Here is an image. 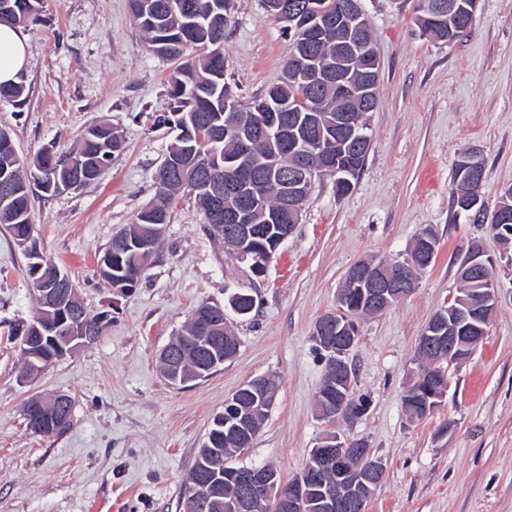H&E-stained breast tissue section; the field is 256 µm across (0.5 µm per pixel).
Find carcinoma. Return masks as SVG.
Masks as SVG:
<instances>
[{"label": "carcinoma", "mask_w": 512, "mask_h": 512, "mask_svg": "<svg viewBox=\"0 0 512 512\" xmlns=\"http://www.w3.org/2000/svg\"><path fill=\"white\" fill-rule=\"evenodd\" d=\"M17 11L14 25L26 24L41 7V0H13ZM132 18L144 33L150 51L160 50L162 57L173 62L175 67L167 82L169 110L154 118V125L176 128L178 134L170 145L157 176V191L152 202L158 207L152 211L142 209L136 221L126 226V245H108L105 254L111 256V279L109 284L123 288L127 281L137 286L145 270L151 264L156 252L143 254L137 247L138 240L155 232V225L169 223L171 209L181 195L194 196L202 209L203 223L218 235L225 232L224 212L215 213L212 202L224 198V182L231 176L225 170L224 160L239 154V145L232 135L224 134L228 113L224 112V94L232 92L226 82L227 61L224 55V38L231 22L235 0H130ZM339 36L336 30L327 31L325 38L310 41L292 37V50L302 51L309 67L328 66L339 50ZM275 97L288 107L285 121L288 129L303 127L300 146L315 150L326 137H336V115L350 108L349 118L361 129H367L362 107L347 104L336 99L329 85L296 82L282 76L281 81L270 85L263 93L255 96L245 105H239L234 115L235 125L245 131L257 129L263 121L258 103ZM370 147L366 137L358 148L352 151L356 159L341 149H336V165L350 167L346 180L337 183L336 194H347L361 171ZM123 149V140L109 125L100 123L87 128L78 145L64 154L49 149L38 153L28 161L15 153L6 139H0V186L7 184L14 194L7 198L0 193V225L5 227L12 239L23 236L31 223L33 190L37 187L46 196L56 195V190L32 182L33 170L41 165L45 168V182L69 183L80 177L79 161L86 157L96 158L100 166L107 167ZM299 161L297 153H288L277 138L272 137L258 145L253 155L255 176L261 180V203L252 215L257 228L256 238L238 246L239 252L247 257L249 266L265 264L277 251L279 224L270 222L273 215L283 207L282 187L277 179L279 168L292 170ZM455 191L453 199L470 197L476 188L468 171L454 168ZM496 209L508 215V221L495 225L497 237L504 248L512 245V184L505 185L500 192ZM407 257L421 275L432 264L426 240L419 237ZM363 284L348 281L344 285L346 298V321L335 320L346 328L344 336H358L356 317L368 313L363 300ZM256 298L250 293H234L224 301V311H245L252 314ZM194 317H189L181 330L169 343L177 363L179 378L191 382L201 366L212 370L232 359L237 352L236 336L225 334L224 328L208 332L209 338H200ZM278 380L269 376L266 390L245 401L244 409L251 412L253 424L259 428L268 416L267 403L275 398ZM236 415L228 412L213 419L206 440L199 448L185 487L182 504L192 496L205 490L208 497L201 512H225L224 503L239 500L242 487L235 481L224 478V470L238 473L245 465L235 463L241 454L244 440L235 435L233 425Z\"/></svg>", "instance_id": "cac0c4a2"}]
</instances>
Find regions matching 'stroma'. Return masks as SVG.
Segmentation results:
<instances>
[{
  "label": "stroma",
  "mask_w": 512,
  "mask_h": 512,
  "mask_svg": "<svg viewBox=\"0 0 512 512\" xmlns=\"http://www.w3.org/2000/svg\"><path fill=\"white\" fill-rule=\"evenodd\" d=\"M364 8L379 84L366 115L370 149L351 191L340 196L331 178L317 182L261 276L206 231L195 198H179L155 261L121 293L99 277L98 262L156 191L173 134L152 117L167 106L173 66L148 52L128 0H43L23 29L25 101H0V129L26 159L50 145L69 150L102 121L121 134L123 152L96 182L36 197L32 211L40 251L68 272L87 309L111 321L87 347L25 378L9 329L31 320L36 304L28 261L0 226V512H183L213 418L241 385L267 373L279 388L239 463L274 466L288 480L333 433L366 442L386 466L367 512H512L511 261L496 265L497 308L471 358L449 368L441 407L414 419L402 404L421 332L460 286L459 258L476 240L500 251L490 225L453 207V171L461 152L481 151L490 209L512 183V0H480L472 28L450 43L422 34L415 0H364ZM224 46L226 79L247 102L279 81L291 38L261 0H236ZM425 231L437 255L413 294L357 321L348 361L367 413L321 420L316 321L335 310L353 264L401 259ZM228 288L258 299L256 312L233 325L236 357L203 380L172 384L161 350L199 304L223 303ZM57 393L72 399L69 428L33 432L28 401Z\"/></svg>",
  "instance_id": "1"
}]
</instances>
